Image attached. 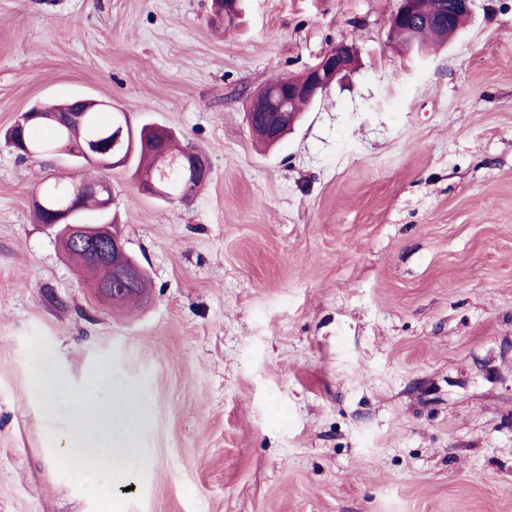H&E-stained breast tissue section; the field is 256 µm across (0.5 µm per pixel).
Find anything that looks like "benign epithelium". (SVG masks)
<instances>
[{
  "label": "benign epithelium",
  "mask_w": 512,
  "mask_h": 512,
  "mask_svg": "<svg viewBox=\"0 0 512 512\" xmlns=\"http://www.w3.org/2000/svg\"><path fill=\"white\" fill-rule=\"evenodd\" d=\"M420 0H400L396 13L392 16L390 30L397 29L406 18L416 14ZM402 51L407 55L425 56L426 49L420 42L416 32H405ZM355 62L352 46L339 43L326 50L319 61L303 72L281 78V81L260 91L252 102L248 112V120L257 117L266 124L271 136L279 135L283 126H291L294 119L290 118L288 107L300 99L315 101L330 86L341 80L351 70ZM121 136L114 141L100 143L71 139L66 150L73 154L82 164H109L111 166L125 163L126 149L118 148ZM182 173L189 178H206L209 176L197 157L187 152L174 158ZM84 194H92L103 203V209L112 208L107 184L98 179L84 177L74 184L71 201L55 212L50 227L64 225L66 238L71 245L92 247L86 274L93 279L99 294L112 303L123 299L128 291L137 283L138 268L132 266L129 255L120 239L112 231V224H99L88 231L75 222L78 213V200Z\"/></svg>",
  "instance_id": "obj_1"
}]
</instances>
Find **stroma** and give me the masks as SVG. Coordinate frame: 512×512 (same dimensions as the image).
Masks as SVG:
<instances>
[{"instance_id": "obj_1", "label": "stroma", "mask_w": 512, "mask_h": 512, "mask_svg": "<svg viewBox=\"0 0 512 512\" xmlns=\"http://www.w3.org/2000/svg\"><path fill=\"white\" fill-rule=\"evenodd\" d=\"M397 0H0V512H512V0L425 59ZM358 64L276 146L255 92L333 45ZM87 95L211 159L194 196L102 171L150 281L97 300L35 223L66 156L4 134ZM146 399L110 499L57 468L69 393Z\"/></svg>"}]
</instances>
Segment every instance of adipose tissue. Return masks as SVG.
<instances>
[{"instance_id": "adipose-tissue-1", "label": "adipose tissue", "mask_w": 512, "mask_h": 512, "mask_svg": "<svg viewBox=\"0 0 512 512\" xmlns=\"http://www.w3.org/2000/svg\"><path fill=\"white\" fill-rule=\"evenodd\" d=\"M97 389L73 396L70 405L76 421L66 436V446L54 457L63 469L78 470L87 483L104 476L126 478L139 457L132 432L145 414L142 396L108 372L97 375Z\"/></svg>"}]
</instances>
